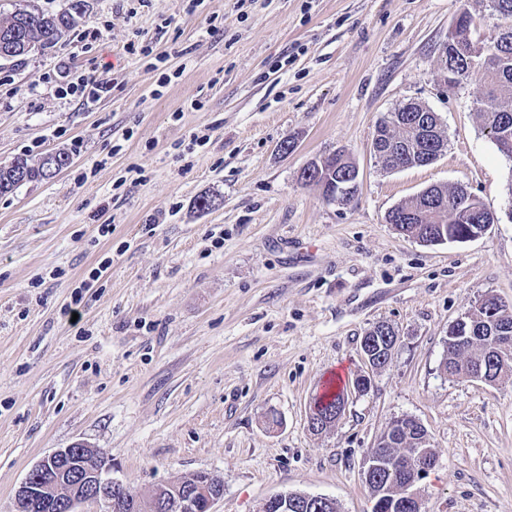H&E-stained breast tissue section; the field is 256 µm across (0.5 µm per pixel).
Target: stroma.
Masks as SVG:
<instances>
[{
    "instance_id": "stroma-1",
    "label": "stroma",
    "mask_w": 512,
    "mask_h": 512,
    "mask_svg": "<svg viewBox=\"0 0 512 512\" xmlns=\"http://www.w3.org/2000/svg\"><path fill=\"white\" fill-rule=\"evenodd\" d=\"M86 4L53 48L0 61V163L70 158L0 197V512L39 460L79 444L143 497L208 472L224 480L213 512L291 492L372 512L365 459L405 416L436 455L422 512H512V378L442 371L450 325L487 296L512 307V161L477 115L481 72L450 90L440 60L461 11L490 37L484 0ZM80 76L110 94L57 95ZM407 101L439 115L447 147L389 172L375 128ZM339 150L359 173L347 206L298 178ZM432 185L464 186L497 224L464 243L399 234L388 211ZM381 322L399 339L372 371L360 344ZM338 370L346 409L312 433Z\"/></svg>"
}]
</instances>
